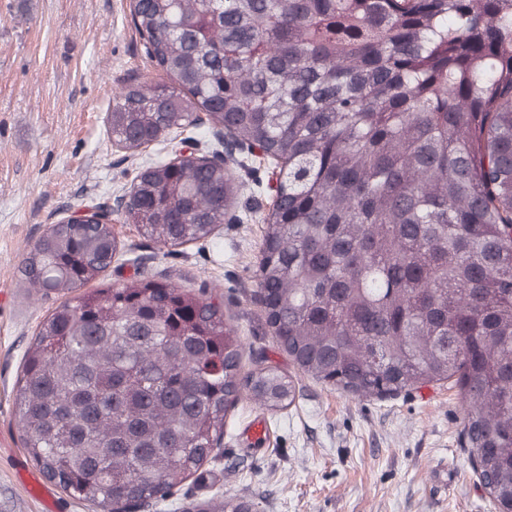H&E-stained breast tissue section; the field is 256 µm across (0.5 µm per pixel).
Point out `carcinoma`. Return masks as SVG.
Instances as JSON below:
<instances>
[{
  "label": "carcinoma",
  "mask_w": 512,
  "mask_h": 512,
  "mask_svg": "<svg viewBox=\"0 0 512 512\" xmlns=\"http://www.w3.org/2000/svg\"><path fill=\"white\" fill-rule=\"evenodd\" d=\"M167 81L112 105L136 151L207 120L278 167L255 297L303 373L362 397L454 380L463 436L512 512V0H131ZM222 161L174 154L135 177L125 221L163 247L237 202ZM110 220L53 224L24 261L44 293L111 267ZM60 304L18 379L23 444L97 512L166 501L218 456L242 389L292 404L277 367L242 375L224 302L133 262ZM185 512H251L222 496Z\"/></svg>",
  "instance_id": "cac0c4a2"
}]
</instances>
